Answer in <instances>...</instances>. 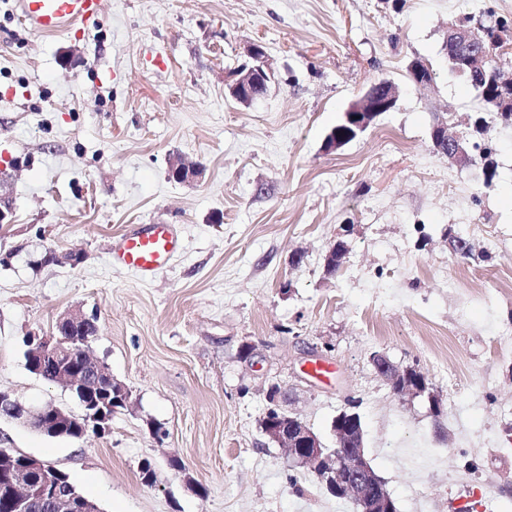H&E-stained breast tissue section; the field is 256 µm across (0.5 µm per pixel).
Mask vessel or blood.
<instances>
[{"mask_svg": "<svg viewBox=\"0 0 512 512\" xmlns=\"http://www.w3.org/2000/svg\"><path fill=\"white\" fill-rule=\"evenodd\" d=\"M103 0H18L20 17L33 30L55 34L74 25L98 22ZM176 225L135 224L115 243L112 263L148 282L163 271L179 251Z\"/></svg>", "mask_w": 512, "mask_h": 512, "instance_id": "obj_1", "label": "vessel or blood"}]
</instances>
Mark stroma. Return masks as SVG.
<instances>
[{"mask_svg": "<svg viewBox=\"0 0 512 512\" xmlns=\"http://www.w3.org/2000/svg\"><path fill=\"white\" fill-rule=\"evenodd\" d=\"M0 0V390L81 414L29 371L24 336L96 314L92 346L131 392L110 431L71 440L0 419V448L51 462L102 512H355L260 424L267 392L325 444L354 405L398 512L512 500V127L448 71L449 23L512 21V0H107L97 26L41 34ZM261 44L276 80L243 107L224 80ZM164 56L165 69L154 64ZM427 60L419 92L406 62ZM396 106L335 152L324 139L379 79ZM497 165L441 157L430 134L477 141ZM179 156L203 168L168 176ZM132 224H176L183 251L154 281L112 266ZM469 239L471 257L448 248ZM347 244L335 276L324 270ZM77 252L78 266L41 263ZM421 369L443 401L398 398L373 354ZM316 363L333 368L327 381ZM156 470L140 479L142 462ZM296 482H289V475ZM169 176L179 182L198 179L202 175V167L198 164L186 163L179 157H173L168 165Z\"/></svg>", "mask_w": 512, "mask_h": 512, "instance_id": "obj_1", "label": "stroma"}]
</instances>
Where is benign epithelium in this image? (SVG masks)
Here are the masks:
<instances>
[{
    "instance_id": "obj_1",
    "label": "benign epithelium",
    "mask_w": 512,
    "mask_h": 512,
    "mask_svg": "<svg viewBox=\"0 0 512 512\" xmlns=\"http://www.w3.org/2000/svg\"><path fill=\"white\" fill-rule=\"evenodd\" d=\"M444 44L453 47L459 58L452 59L460 74L481 77L499 75V65L493 44H488L477 28L451 23L446 31ZM251 62L230 72L226 83L228 95L237 104L249 106L257 101L252 94L255 86L269 87L275 70L264 49L252 45L248 49ZM408 70L425 74L428 79L417 84L421 91L429 90L433 80L431 66L420 59L412 60ZM400 87L393 81L381 80L354 100L346 110V119L358 132L365 131L381 114L396 105ZM484 104L492 112H512V96L486 95ZM436 152L449 162L465 168L474 159L463 141L448 135L444 122L432 130ZM169 176L179 182L195 180L202 175V167L189 164L179 157L170 159ZM93 316L81 310L68 312L56 323L51 335L36 333L26 338L27 366L43 379L69 390L82 407V414L73 415L61 408L46 406L34 408L8 392L0 391V418L10 419L43 433L60 434L72 426L82 438L93 432H109V422L116 406L130 404L128 388L114 379L104 364L92 356L95 337L76 338L68 335L73 327L92 321ZM375 373L386 382L392 393L399 397L427 395L431 402L436 397L430 391L424 374L415 367H400L386 355L377 353L371 358ZM264 434L284 449L298 466L309 468L322 485L335 497L353 503L368 504L369 512H396L389 500L374 498L376 478L365 457L363 431L356 413L343 410L336 416L334 447H326L319 436L301 418L281 413L264 420ZM63 475L54 465L31 456L20 454L0 466V482L9 487L7 501L11 512H26L31 496L37 495L59 503V512H73L74 501L57 495L56 481Z\"/></svg>"
}]
</instances>
